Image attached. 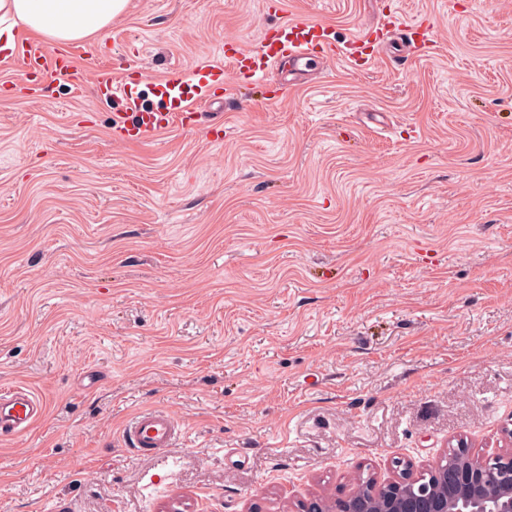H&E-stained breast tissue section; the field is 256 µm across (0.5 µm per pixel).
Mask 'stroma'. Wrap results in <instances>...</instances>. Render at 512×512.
<instances>
[{"instance_id": "35a3bbf8", "label": "stroma", "mask_w": 512, "mask_h": 512, "mask_svg": "<svg viewBox=\"0 0 512 512\" xmlns=\"http://www.w3.org/2000/svg\"><path fill=\"white\" fill-rule=\"evenodd\" d=\"M384 41L295 88L114 139L105 65L258 48L293 17ZM34 93L0 62V390L46 405L0 439V512H293L357 473L422 468L512 421V0H128ZM184 426L122 440L136 411ZM185 436L178 420L163 409L134 413L125 423L123 438L136 455H160Z\"/></svg>"}]
</instances>
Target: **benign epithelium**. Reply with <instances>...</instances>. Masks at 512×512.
<instances>
[{"label": "benign epithelium", "instance_id": "benign-epithelium-1", "mask_svg": "<svg viewBox=\"0 0 512 512\" xmlns=\"http://www.w3.org/2000/svg\"><path fill=\"white\" fill-rule=\"evenodd\" d=\"M498 443L495 468L471 452L439 482L419 485L413 464L402 461L394 476L373 478L369 492L318 495L301 503L300 512H512L511 425L500 428Z\"/></svg>", "mask_w": 512, "mask_h": 512}]
</instances>
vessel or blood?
I'll return each instance as SVG.
<instances>
[{
	"instance_id": "vessel-or-blood-1",
	"label": "vessel or blood",
	"mask_w": 512,
	"mask_h": 512,
	"mask_svg": "<svg viewBox=\"0 0 512 512\" xmlns=\"http://www.w3.org/2000/svg\"><path fill=\"white\" fill-rule=\"evenodd\" d=\"M370 64L377 56V45L371 31L337 41L330 27L308 18H299L280 25L265 36L259 51L247 50L229 40L224 44V62L185 74L173 70L154 81L152 92L158 107H143L140 78L124 71L100 69L95 90L104 98H122L127 112L117 114L112 129L123 141H140L148 135L162 132L175 123L196 114L202 107L220 106L224 97L216 91L224 82L225 67L239 74L256 77L281 69L284 61H293L301 70L308 64L329 66L338 57ZM13 63L24 70L38 73L46 80L71 83L80 74L73 67L69 50L45 51L29 37H21L11 55ZM44 412V403L29 389L14 387L0 391V435L15 436L27 432ZM185 435L178 420L163 409H147L134 413L126 422L123 438L131 451L138 455H160Z\"/></svg>"
}]
</instances>
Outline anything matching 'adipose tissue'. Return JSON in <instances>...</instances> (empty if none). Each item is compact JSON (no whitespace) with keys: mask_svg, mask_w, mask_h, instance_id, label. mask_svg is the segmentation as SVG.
<instances>
[{"mask_svg":"<svg viewBox=\"0 0 512 512\" xmlns=\"http://www.w3.org/2000/svg\"><path fill=\"white\" fill-rule=\"evenodd\" d=\"M127 0H0V48L14 46L25 29L53 44L99 33L126 8Z\"/></svg>","mask_w":512,"mask_h":512,"instance_id":"adipose-tissue-1","label":"adipose tissue"}]
</instances>
